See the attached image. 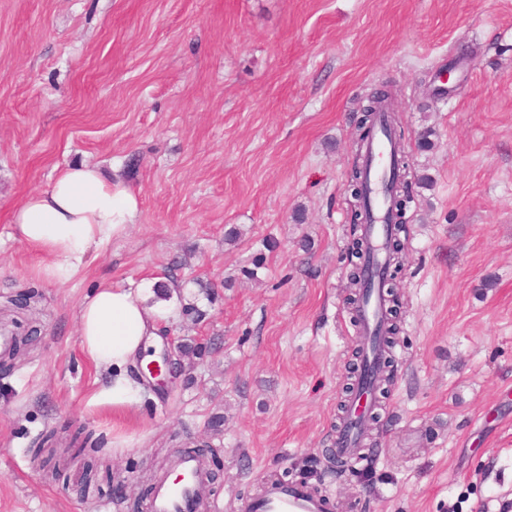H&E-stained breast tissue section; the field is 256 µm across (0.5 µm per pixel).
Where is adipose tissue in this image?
Listing matches in <instances>:
<instances>
[{
    "label": "adipose tissue",
    "instance_id": "1",
    "mask_svg": "<svg viewBox=\"0 0 512 512\" xmlns=\"http://www.w3.org/2000/svg\"><path fill=\"white\" fill-rule=\"evenodd\" d=\"M139 211L136 193L100 167L75 165L58 172L46 189L28 194L11 215L12 235L45 250L39 269L51 282H69L85 268L93 250L123 235ZM150 289L100 283L79 310L80 344L107 378L94 395L116 409L139 403L141 386L130 366L154 345L161 323L174 320L166 303H150Z\"/></svg>",
    "mask_w": 512,
    "mask_h": 512
}]
</instances>
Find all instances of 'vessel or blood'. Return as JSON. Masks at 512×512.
Listing matches in <instances>:
<instances>
[{"label": "vessel or blood", "instance_id": "b4317fda", "mask_svg": "<svg viewBox=\"0 0 512 512\" xmlns=\"http://www.w3.org/2000/svg\"><path fill=\"white\" fill-rule=\"evenodd\" d=\"M392 147L384 124H376L364 147L369 160L367 191L371 198L373 217L370 224L364 225L362 234L370 248L369 260L374 276H381L387 257L386 238L392 227L387 222L389 196L392 186L388 181L391 168ZM385 294L375 287L360 303L356 310L360 333L372 336L386 329L384 322ZM355 394L347 413L336 433L337 455L358 460L363 454V442L367 433L364 405L369 398L364 381H356ZM176 466L180 480L160 478L152 493L150 512H194L196 500L208 476L202 460L195 454H185L178 458ZM242 512H324L323 498L313 495L304 486L282 483L267 484L253 500L242 504Z\"/></svg>", "mask_w": 512, "mask_h": 512}]
</instances>
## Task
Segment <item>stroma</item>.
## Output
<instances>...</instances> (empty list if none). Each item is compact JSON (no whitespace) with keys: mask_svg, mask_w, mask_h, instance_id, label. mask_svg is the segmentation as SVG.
Masks as SVG:
<instances>
[{"mask_svg":"<svg viewBox=\"0 0 512 512\" xmlns=\"http://www.w3.org/2000/svg\"><path fill=\"white\" fill-rule=\"evenodd\" d=\"M385 85L413 200L363 484L321 456L353 380L359 99ZM74 163L140 212L57 284L10 219ZM173 280L175 373L94 404L85 296ZM0 327L27 340L0 370V512H149L170 456L206 445L217 512L312 456L327 512H512V0H0ZM71 426L103 442L95 482Z\"/></svg>","mask_w":512,"mask_h":512,"instance_id":"obj_1","label":"stroma"}]
</instances>
